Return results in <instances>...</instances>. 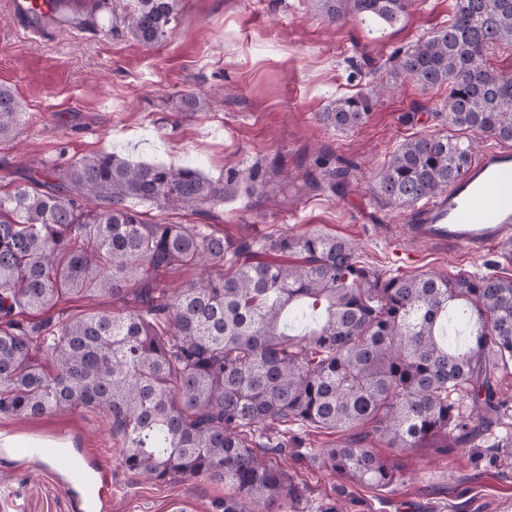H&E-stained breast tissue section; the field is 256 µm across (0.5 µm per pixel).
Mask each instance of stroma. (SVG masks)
<instances>
[{
    "label": "stroma",
    "instance_id": "stroma-1",
    "mask_svg": "<svg viewBox=\"0 0 512 512\" xmlns=\"http://www.w3.org/2000/svg\"><path fill=\"white\" fill-rule=\"evenodd\" d=\"M452 0H416L399 23L331 25L311 0H180L178 20L150 48L113 31L111 9L85 29L61 26L45 37L19 31L8 0H0V84L23 105L15 134L0 141V192L36 166L66 168L92 152H118L135 161L200 169L210 178L228 169L284 165L297 181L314 172L316 150L347 168L336 193L289 192L287 199L239 191L224 205L197 212L140 211L156 224H211L231 240L268 233L314 231L350 240L361 261L395 275L489 271L512 274L503 249L479 253L414 242L410 213L376 201L373 171L405 140L447 134L444 88L422 89L398 79L376 102L364 126L345 133L323 127L318 112L334 99L367 90L387 76V60L448 20ZM186 93L207 103L179 108ZM501 401L494 434L459 445L454 437L417 448H391L373 436L367 445L398 479L379 489L354 484L312 460L318 449L354 438L351 430L307 428L303 445L284 451L283 464L304 490L299 512H512V367L496 377ZM0 433L17 445L0 447V512H101V472L112 476V512H213L220 483L152 484L121 465L108 420L79 409L39 418L0 415ZM53 443V453L32 449Z\"/></svg>",
    "mask_w": 512,
    "mask_h": 512
}]
</instances>
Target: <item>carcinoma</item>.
I'll return each instance as SVG.
<instances>
[{"instance_id": "cac0c4a2", "label": "carcinoma", "mask_w": 512, "mask_h": 512, "mask_svg": "<svg viewBox=\"0 0 512 512\" xmlns=\"http://www.w3.org/2000/svg\"><path fill=\"white\" fill-rule=\"evenodd\" d=\"M59 24L93 26L103 0H68ZM179 0H131L122 24L154 46ZM330 24L393 26L414 0H312ZM512 47V0H454L448 22L390 57L391 78L446 87L454 133L403 142L372 178L374 195L408 209L448 192L483 135L512 143V74L489 53ZM393 89L341 96L318 113L338 132L370 118ZM22 108L0 85V141ZM305 187L332 192L347 171L319 155ZM274 190L258 169L212 180L191 166L136 162L115 152L64 169H36L0 194V415L83 408L111 423L122 466L141 481L217 482L221 512H288L303 492L277 456L288 425L371 426L392 448L437 435L475 438L498 424L494 373L512 361V275L416 277L375 269L329 234H272L231 246L206 224H152L133 200L215 207L241 184ZM199 268L172 290L165 277ZM140 282L132 298L124 285ZM123 307L35 320L71 296ZM470 398L476 424L453 394ZM314 460L347 481L384 488L397 476L355 439Z\"/></svg>"}]
</instances>
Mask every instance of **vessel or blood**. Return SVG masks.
Listing matches in <instances>:
<instances>
[{"label":"vessel or blood","instance_id":"1","mask_svg":"<svg viewBox=\"0 0 512 512\" xmlns=\"http://www.w3.org/2000/svg\"><path fill=\"white\" fill-rule=\"evenodd\" d=\"M62 0H9L10 13L28 33H43ZM416 240L480 252L512 240V151L484 153L448 193L416 210Z\"/></svg>","mask_w":512,"mask_h":512}]
</instances>
